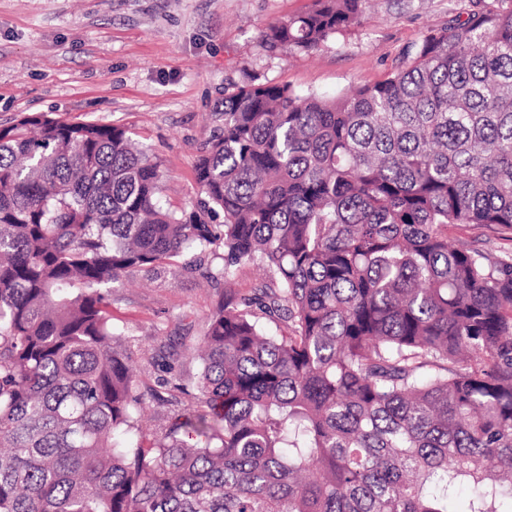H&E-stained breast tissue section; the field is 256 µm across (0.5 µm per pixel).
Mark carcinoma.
I'll return each mask as SVG.
<instances>
[{"label":"carcinoma","instance_id":"1","mask_svg":"<svg viewBox=\"0 0 512 512\" xmlns=\"http://www.w3.org/2000/svg\"><path fill=\"white\" fill-rule=\"evenodd\" d=\"M314 2L264 46L362 22ZM469 2L381 81L224 96L198 212L121 125H0V512H512V254L448 238L512 228V0ZM213 247L195 409L147 434L112 283ZM266 280L262 271L253 265H245L240 268L234 287L239 294H250Z\"/></svg>","mask_w":512,"mask_h":512}]
</instances>
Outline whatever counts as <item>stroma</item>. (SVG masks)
I'll list each match as a JSON object with an SVG mask.
<instances>
[{
    "instance_id": "obj_1",
    "label": "stroma",
    "mask_w": 512,
    "mask_h": 512,
    "mask_svg": "<svg viewBox=\"0 0 512 512\" xmlns=\"http://www.w3.org/2000/svg\"><path fill=\"white\" fill-rule=\"evenodd\" d=\"M459 4L370 0L362 24L300 53L268 50L260 35L314 0H0V124L43 112L124 125L159 165L162 204L188 212L201 199L195 166L225 89L270 82L334 97L377 82ZM449 234L495 256L512 252L507 227ZM221 265L196 249L177 266L135 270L113 285L112 318L132 356L145 431L193 403L159 401L158 381L174 373L194 387L192 352L224 300Z\"/></svg>"
}]
</instances>
